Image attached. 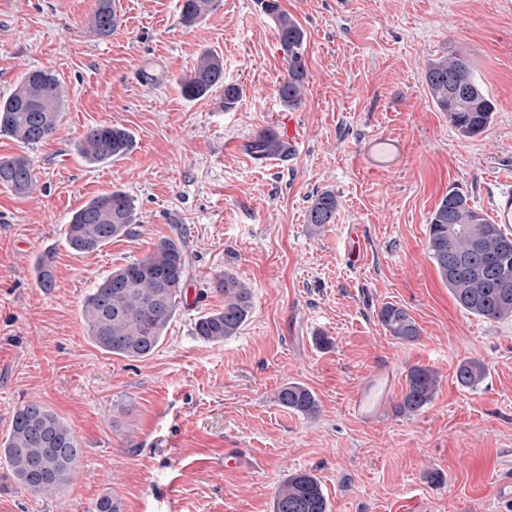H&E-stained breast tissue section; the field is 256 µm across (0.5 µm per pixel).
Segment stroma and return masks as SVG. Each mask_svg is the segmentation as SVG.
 Returning <instances> with one entry per match:
<instances>
[{
	"instance_id": "obj_1",
	"label": "stroma",
	"mask_w": 512,
	"mask_h": 512,
	"mask_svg": "<svg viewBox=\"0 0 512 512\" xmlns=\"http://www.w3.org/2000/svg\"><path fill=\"white\" fill-rule=\"evenodd\" d=\"M98 0H0V97L30 69L53 70L67 101L56 133L33 146L0 136V158H29L37 178L21 196L0 185V442L17 406L37 399L76 435L71 482L34 494L0 463V512H273L280 483L313 474L329 512H512L497 477L512 468V319L464 312L428 252L429 218L449 190L488 212L494 181L512 166V0H277L305 33L304 99L284 106L288 69L274 15L258 0H219L195 25L181 0H112L107 36L87 30ZM207 49L239 86L182 96L180 79ZM469 59L495 106L488 130L461 137L424 81L434 61ZM292 120L301 142L274 165L249 144ZM99 125L133 136L120 159L84 162L77 145ZM386 133L405 164L376 175L359 157ZM119 189L138 224L89 254L64 229L94 197ZM338 202L331 223L308 224L317 193ZM361 258L350 265V225ZM182 230L183 298L160 347L130 361L91 343L82 303L113 269L144 258ZM55 254L54 286L33 259ZM252 291L236 335L209 343L196 319L223 309L218 278ZM404 307L417 341L391 336L382 304ZM332 337L321 349L316 333ZM474 360L485 377L455 378ZM385 365L395 388L383 416L350 411L366 377ZM432 368L439 387L418 413H400L409 370ZM316 396L309 419L281 407L280 387ZM238 465L227 466V455ZM439 480H432V473ZM484 377L483 366L475 361L465 360L457 367L455 378L463 388H473L478 385Z\"/></svg>"
}]
</instances>
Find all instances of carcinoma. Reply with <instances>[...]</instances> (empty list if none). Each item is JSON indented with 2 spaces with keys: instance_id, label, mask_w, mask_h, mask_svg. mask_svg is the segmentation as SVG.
<instances>
[{
  "instance_id": "obj_1",
  "label": "carcinoma",
  "mask_w": 512,
  "mask_h": 512,
  "mask_svg": "<svg viewBox=\"0 0 512 512\" xmlns=\"http://www.w3.org/2000/svg\"><path fill=\"white\" fill-rule=\"evenodd\" d=\"M265 9L276 14L277 34L288 58L287 77L279 85L284 105L302 102L307 71L302 60L304 32L291 16L277 12L274 0H263ZM214 0H183L181 19L193 23L209 13ZM119 26L112 0H98L91 28L106 36ZM425 83L437 107L448 113L459 135L472 138L489 126L495 107L475 80L469 60L464 57L440 59L425 73ZM224 87V110L237 107L241 91L224 83V63L214 51H205L189 75L180 80L183 95L201 98L214 88ZM65 90L56 74L31 69L16 89L0 98V136L24 144H38L57 128ZM132 136L125 128L100 125L90 129L78 147L79 155L91 163H106L125 155ZM259 157L288 153L278 139L265 133L251 143ZM0 183L18 194L35 186L31 162L24 156L0 158ZM336 196L330 191L317 195L308 213L315 227L329 224L336 212ZM137 213L133 199L114 189L82 205L65 229L66 245L78 254H88L121 237L134 233ZM428 247L442 281L458 305L468 314L489 320L512 318V234L491 223L475 210L462 193L450 190L436 206L429 221ZM54 254L47 251L35 261V274L43 288L53 287ZM186 276L184 243L181 238L162 240L145 258L112 270L93 289L82 306V317L90 341L101 350L130 360L145 359L159 347L177 304ZM224 294V309L207 312L194 323L195 335L218 343L234 336L252 308V293L231 274L218 279ZM379 321L394 338L411 343L419 328L401 306H381ZM484 377L483 366L465 360L455 378L463 388H473ZM438 375L429 367H414L406 380L399 410L414 414L434 398ZM278 403L309 418L319 412L316 396L305 386L289 382L277 392ZM82 448L70 427L39 400L19 406L8 437L0 445L4 461L14 479L35 494L60 489L74 476ZM274 512H328V503L317 478L307 472L288 477L279 487Z\"/></svg>"
}]
</instances>
